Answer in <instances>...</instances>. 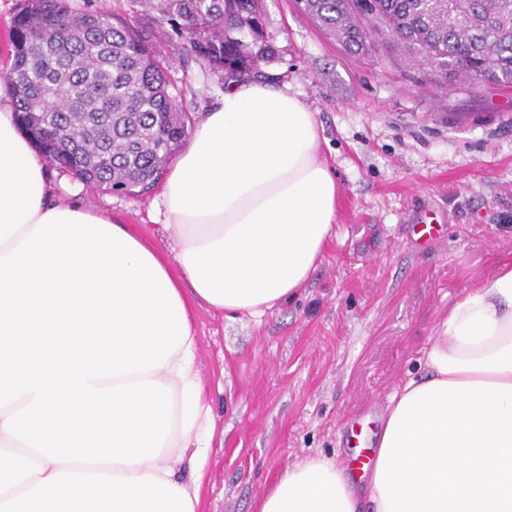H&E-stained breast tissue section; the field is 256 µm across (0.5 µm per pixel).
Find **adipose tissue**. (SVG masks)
<instances>
[{"instance_id": "1", "label": "adipose tissue", "mask_w": 512, "mask_h": 512, "mask_svg": "<svg viewBox=\"0 0 512 512\" xmlns=\"http://www.w3.org/2000/svg\"><path fill=\"white\" fill-rule=\"evenodd\" d=\"M313 112L294 94L246 81L195 129L161 194L177 231L181 304L259 318L295 298L317 269L336 222L338 184L318 156ZM67 205L55 199L42 160L0 87V257L36 222ZM188 337L163 368L94 380V387L156 380L173 395L171 432L150 461L53 463L59 472L146 474L185 490L201 508L215 428ZM424 371L390 394L382 428L357 485L342 461L310 457L281 473L259 512H512V260L464 289L423 350ZM187 461L190 480L173 464Z\"/></svg>"}]
</instances>
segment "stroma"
I'll list each match as a JSON object with an SVG mask.
<instances>
[{
  "label": "stroma",
  "mask_w": 512,
  "mask_h": 512,
  "mask_svg": "<svg viewBox=\"0 0 512 512\" xmlns=\"http://www.w3.org/2000/svg\"><path fill=\"white\" fill-rule=\"evenodd\" d=\"M74 2L144 33L194 121L231 89L146 0ZM264 4L276 55L260 69L316 116L320 153L338 175L336 234L299 296L272 313L194 309L195 369L215 420L202 512H258L279 474L307 457L347 459L360 472L348 424L374 438L439 317L512 259V87L432 86L395 46L353 55L296 0ZM46 171L55 198L133 226L176 264L160 190L109 192ZM429 211L436 235L417 239L412 220Z\"/></svg>",
  "instance_id": "obj_1"
}]
</instances>
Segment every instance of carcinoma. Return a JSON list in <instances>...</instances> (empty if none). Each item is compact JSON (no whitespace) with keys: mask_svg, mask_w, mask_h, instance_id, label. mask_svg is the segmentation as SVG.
Instances as JSON below:
<instances>
[{"mask_svg":"<svg viewBox=\"0 0 512 512\" xmlns=\"http://www.w3.org/2000/svg\"><path fill=\"white\" fill-rule=\"evenodd\" d=\"M210 69L259 73L274 56L262 0H149ZM351 53L385 42L427 66L430 81L512 87V0H297ZM4 70L23 131L50 164L86 185L146 193L181 151L192 118L168 67L125 22L23 0Z\"/></svg>","mask_w":512,"mask_h":512,"instance_id":"cac0c4a2","label":"carcinoma"}]
</instances>
